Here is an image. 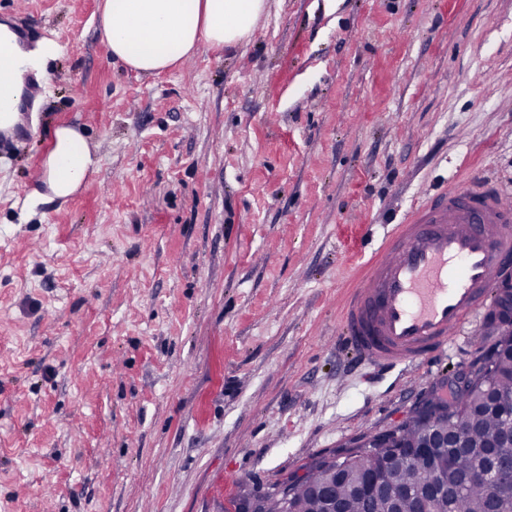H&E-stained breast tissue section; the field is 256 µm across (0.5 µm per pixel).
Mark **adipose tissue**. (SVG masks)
I'll list each match as a JSON object with an SVG mask.
<instances>
[{
	"label": "adipose tissue",
	"instance_id": "ef3b65f1",
	"mask_svg": "<svg viewBox=\"0 0 512 512\" xmlns=\"http://www.w3.org/2000/svg\"><path fill=\"white\" fill-rule=\"evenodd\" d=\"M267 0H104L101 28L114 58L144 75L159 73L191 56L200 44L234 46L247 40L266 8ZM0 49L12 57L0 67V128L18 120V103L29 71L39 54L26 50L8 24L0 23ZM99 160L87 139L70 127L57 128L54 148L44 164L45 182L54 197L77 192Z\"/></svg>",
	"mask_w": 512,
	"mask_h": 512
}]
</instances>
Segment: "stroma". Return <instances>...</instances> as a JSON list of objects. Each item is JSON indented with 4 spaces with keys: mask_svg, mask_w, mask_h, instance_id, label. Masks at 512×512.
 Here are the masks:
<instances>
[{
    "mask_svg": "<svg viewBox=\"0 0 512 512\" xmlns=\"http://www.w3.org/2000/svg\"><path fill=\"white\" fill-rule=\"evenodd\" d=\"M102 0H0L48 49L0 151V512H229L401 424L497 341L354 367L346 291L426 193L512 191V0H267L145 76ZM99 171L32 204L57 127Z\"/></svg>",
    "mask_w": 512,
    "mask_h": 512,
    "instance_id": "stroma-1",
    "label": "stroma"
}]
</instances>
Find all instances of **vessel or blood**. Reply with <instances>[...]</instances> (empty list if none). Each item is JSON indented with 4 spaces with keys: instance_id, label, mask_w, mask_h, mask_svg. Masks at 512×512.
<instances>
[{
    "instance_id": "obj_1",
    "label": "vessel or blood",
    "mask_w": 512,
    "mask_h": 512,
    "mask_svg": "<svg viewBox=\"0 0 512 512\" xmlns=\"http://www.w3.org/2000/svg\"><path fill=\"white\" fill-rule=\"evenodd\" d=\"M476 180L419 203L368 263L349 294L343 339L375 369L445 352L512 268V205Z\"/></svg>"
}]
</instances>
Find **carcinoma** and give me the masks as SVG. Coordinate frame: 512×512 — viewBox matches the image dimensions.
<instances>
[{"label": "carcinoma", "mask_w": 512, "mask_h": 512, "mask_svg": "<svg viewBox=\"0 0 512 512\" xmlns=\"http://www.w3.org/2000/svg\"><path fill=\"white\" fill-rule=\"evenodd\" d=\"M498 359L485 361L476 373L472 392L448 401V406L433 405L443 417L442 427L458 434L473 448L497 439L502 423L484 406L487 391L494 392L499 402L512 405V336H502L494 345ZM423 414L415 411L404 426L391 433L385 448H354L346 454L351 459L347 469L336 470V496L344 499L347 512H387L384 489H396L402 505L411 508L412 497L434 486L435 469L409 462L402 451L419 444ZM454 470L472 475L463 494L452 504H439V512H488L490 489L477 472L469 451L450 448ZM338 458H322L306 466L301 476L283 481L288 496L272 490L264 495H244L233 502L236 512H316L318 501L312 487L324 481Z\"/></svg>", "instance_id": "cac0c4a2"}]
</instances>
